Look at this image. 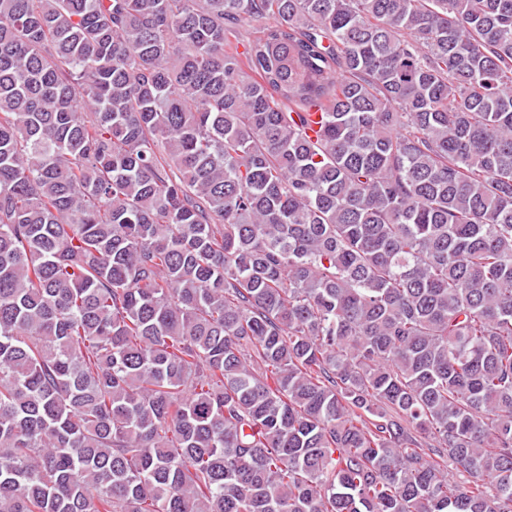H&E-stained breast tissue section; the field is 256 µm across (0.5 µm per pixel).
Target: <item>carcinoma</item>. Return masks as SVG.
<instances>
[{"label": "carcinoma", "instance_id": "obj_1", "mask_svg": "<svg viewBox=\"0 0 512 512\" xmlns=\"http://www.w3.org/2000/svg\"><path fill=\"white\" fill-rule=\"evenodd\" d=\"M0 512H512V0H0Z\"/></svg>", "mask_w": 512, "mask_h": 512}]
</instances>
